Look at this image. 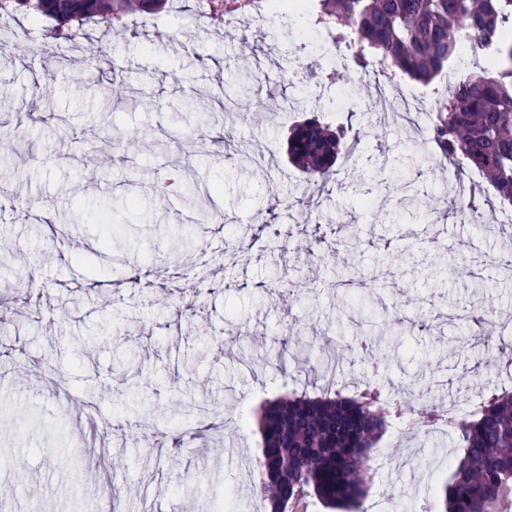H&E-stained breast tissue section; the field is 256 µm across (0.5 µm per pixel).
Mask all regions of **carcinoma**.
<instances>
[{
  "label": "carcinoma",
  "mask_w": 512,
  "mask_h": 512,
  "mask_svg": "<svg viewBox=\"0 0 512 512\" xmlns=\"http://www.w3.org/2000/svg\"><path fill=\"white\" fill-rule=\"evenodd\" d=\"M162 0H0V16L54 21L46 37L67 40V24L151 15ZM316 21L334 42L350 33L365 70L383 61L393 75L432 87L460 55L459 34L484 46L498 37L497 61L448 80L435 104L434 148L489 180L512 207V0H318ZM339 135L314 119L296 126L288 151L309 182L334 175ZM393 403L377 394L319 386H283L256 411L258 452L251 492L258 512H300L315 500L356 512ZM455 452L443 488V512H512V386L483 398L480 409L450 425Z\"/></svg>",
  "instance_id": "cac0c4a2"
}]
</instances>
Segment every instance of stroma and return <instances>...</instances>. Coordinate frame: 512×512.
Wrapping results in <instances>:
<instances>
[{
	"label": "stroma",
	"mask_w": 512,
	"mask_h": 512,
	"mask_svg": "<svg viewBox=\"0 0 512 512\" xmlns=\"http://www.w3.org/2000/svg\"><path fill=\"white\" fill-rule=\"evenodd\" d=\"M194 0L163 4L126 27L92 23L74 33L68 60L42 48L26 16L10 27L28 52L0 53V120L20 127L0 151V380L10 401L38 405L0 421V494L8 512H255L248 461L257 452L255 410L285 377L272 355L289 338L304 357L334 342L345 379L390 391L454 398L512 380L498 343L467 322L474 307L512 309V276L498 263L502 209L485 180L473 202L482 225L461 221L446 195L448 170L411 128L386 122L346 46L343 82L299 66L301 41L319 44L310 15L252 19L228 31L190 21ZM134 99L101 108L108 84ZM52 101L33 122L28 101ZM236 102L224 111L226 99ZM343 133L349 150L328 192L307 190L287 139L305 112ZM218 211V224L192 222ZM354 223L335 232L332 219ZM81 246L68 249V238ZM110 237L123 248H101ZM362 284L337 287L334 265ZM370 337L372 356L351 341ZM79 401L81 417L67 404ZM219 428L159 443L191 428L197 407ZM84 445L70 471L59 451ZM448 437L413 438L392 416L380 443L413 467L377 471L361 512L438 507L448 479ZM206 474L200 487L185 477ZM399 494L379 499L386 483Z\"/></svg>",
	"instance_id": "1"
}]
</instances>
